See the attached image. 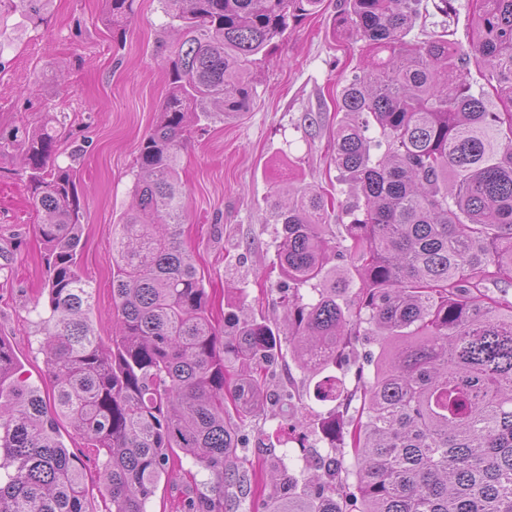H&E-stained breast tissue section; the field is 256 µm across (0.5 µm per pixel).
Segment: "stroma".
Masks as SVG:
<instances>
[{
  "mask_svg": "<svg viewBox=\"0 0 512 512\" xmlns=\"http://www.w3.org/2000/svg\"><path fill=\"white\" fill-rule=\"evenodd\" d=\"M105 0H52L45 24L18 13L0 21V133L37 126L46 113L64 121L56 146L60 166H75L83 206L80 273L95 290L91 319L97 336L113 331L112 241L132 199L136 157L165 99L166 60L159 42L175 45L161 0H137L123 27L105 24ZM339 0L291 27L255 76L248 110L195 134L182 151L186 204L184 240L205 273L215 315L246 305L249 314L283 323L287 279L274 270L279 225L269 202L288 185L340 196L331 167L336 95L363 60L361 43L338 33ZM19 152L0 153V339L24 377L41 391L52 383L42 345L47 333L48 278ZM267 393L244 430L243 469L252 498L226 512H252L271 490L269 470L285 462L301 475L321 456H342L345 405L321 402L290 355L266 376ZM289 394L297 415L283 417ZM335 421V436L319 423ZM183 474L161 481L148 512H179L187 497L209 494L207 472L182 459Z\"/></svg>",
  "mask_w": 512,
  "mask_h": 512,
  "instance_id": "obj_1",
  "label": "stroma"
}]
</instances>
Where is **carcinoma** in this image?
Listing matches in <instances>:
<instances>
[{
    "mask_svg": "<svg viewBox=\"0 0 512 512\" xmlns=\"http://www.w3.org/2000/svg\"><path fill=\"white\" fill-rule=\"evenodd\" d=\"M47 2L0 0V16L19 10L39 26ZM162 3L178 41L112 247L109 342L96 336L94 290L79 273L76 174L54 163L63 123L49 115L0 137V152L22 151L30 203L44 215L54 381L50 396L30 385L0 338V512H92L87 459L60 441L62 417L95 449L112 512H147L177 450L213 480L212 496L187 499L182 512H224L226 487L247 498L233 465L240 429L283 335L320 401L348 397L327 371L351 338L379 351L370 376L356 372L353 490L336 495V457L301 480L283 467L257 512H512V0H471L466 50L429 23L456 15L454 0H343L337 30L369 53L337 102L332 161L346 198L304 186L270 204L277 266L293 284L282 329L236 313L214 322L182 240L180 160L192 133L247 110L274 40L323 0ZM135 12L136 0H106L114 27ZM335 207L339 241L329 232ZM337 260L358 286L336 279Z\"/></svg>",
    "mask_w": 512,
    "mask_h": 512,
    "instance_id": "carcinoma-1",
    "label": "carcinoma"
}]
</instances>
